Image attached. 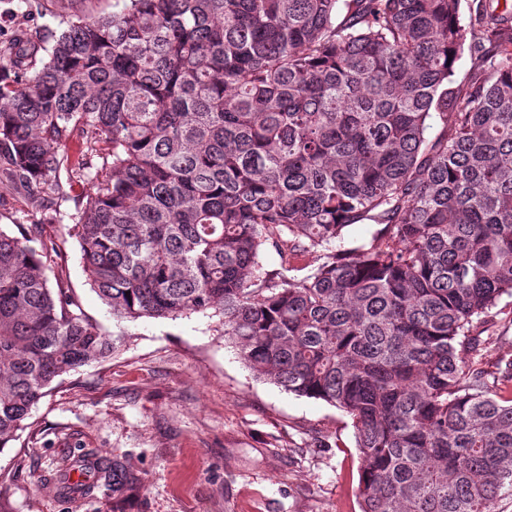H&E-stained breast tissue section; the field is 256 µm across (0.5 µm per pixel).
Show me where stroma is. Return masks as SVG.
Wrapping results in <instances>:
<instances>
[{
	"instance_id": "obj_1",
	"label": "stroma",
	"mask_w": 512,
	"mask_h": 512,
	"mask_svg": "<svg viewBox=\"0 0 512 512\" xmlns=\"http://www.w3.org/2000/svg\"><path fill=\"white\" fill-rule=\"evenodd\" d=\"M67 2L0 0V40L24 23L57 28ZM40 239L83 313L125 344L65 376L0 449V512H360L349 416L256 377L217 318L113 320L69 225H41ZM99 457L131 466L140 491L120 504L104 486L66 494Z\"/></svg>"
}]
</instances>
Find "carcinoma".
<instances>
[{"instance_id":"carcinoma-1","label":"carcinoma","mask_w":512,"mask_h":512,"mask_svg":"<svg viewBox=\"0 0 512 512\" xmlns=\"http://www.w3.org/2000/svg\"><path fill=\"white\" fill-rule=\"evenodd\" d=\"M494 2L71 8L0 43V189L54 201L41 223L73 225L112 318L216 317L258 377L345 412L361 512H496L512 357L481 364L512 298V12ZM465 47L486 73L461 88ZM358 224L378 229L344 246ZM116 342L0 227V449Z\"/></svg>"}]
</instances>
